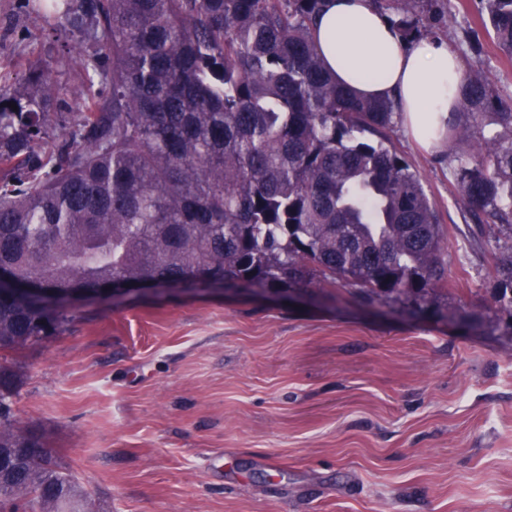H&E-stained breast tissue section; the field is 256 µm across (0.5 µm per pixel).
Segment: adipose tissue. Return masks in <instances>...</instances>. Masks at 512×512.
Instances as JSON below:
<instances>
[{
	"label": "adipose tissue",
	"mask_w": 512,
	"mask_h": 512,
	"mask_svg": "<svg viewBox=\"0 0 512 512\" xmlns=\"http://www.w3.org/2000/svg\"><path fill=\"white\" fill-rule=\"evenodd\" d=\"M312 35L337 82L363 98H394L423 149L447 145L465 79L456 50L430 39L405 44L372 0H326Z\"/></svg>",
	"instance_id": "ef3b65f1"
}]
</instances>
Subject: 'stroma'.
<instances>
[{"label":"stroma","mask_w":512,"mask_h":512,"mask_svg":"<svg viewBox=\"0 0 512 512\" xmlns=\"http://www.w3.org/2000/svg\"><path fill=\"white\" fill-rule=\"evenodd\" d=\"M447 8L439 39L512 104L480 0ZM55 52L25 0H0V63ZM398 147L440 212L448 306L467 319L313 287L76 299L15 355L14 410L85 512H512V334L485 316L498 239L471 252L447 150L403 131Z\"/></svg>","instance_id":"35a3bbf8"}]
</instances>
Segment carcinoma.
<instances>
[{
  "label": "carcinoma",
  "instance_id": "carcinoma-1",
  "mask_svg": "<svg viewBox=\"0 0 512 512\" xmlns=\"http://www.w3.org/2000/svg\"><path fill=\"white\" fill-rule=\"evenodd\" d=\"M323 2L32 0L66 47L0 72L11 282L180 285L201 269L231 288H344L417 309L448 298L447 237L395 143L400 113L327 72L312 37ZM373 2L409 44L446 23L444 0ZM481 2L511 58L512 0ZM489 115L505 134L481 136ZM450 140L469 146L452 167L469 219L504 236L486 312L512 329V108L480 73L466 77ZM3 288L1 354L65 322ZM16 391L0 363V512H80L72 476L14 417Z\"/></svg>",
  "mask_w": 512,
  "mask_h": 512
}]
</instances>
